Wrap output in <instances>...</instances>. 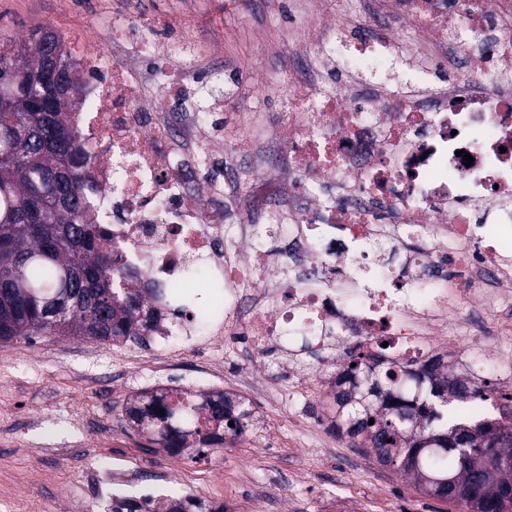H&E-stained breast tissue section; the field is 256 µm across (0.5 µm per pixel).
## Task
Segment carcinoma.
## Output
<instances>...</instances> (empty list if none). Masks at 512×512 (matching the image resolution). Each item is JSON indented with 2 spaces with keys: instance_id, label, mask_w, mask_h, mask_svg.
Segmentation results:
<instances>
[{
  "instance_id": "cac0c4a2",
  "label": "carcinoma",
  "mask_w": 512,
  "mask_h": 512,
  "mask_svg": "<svg viewBox=\"0 0 512 512\" xmlns=\"http://www.w3.org/2000/svg\"><path fill=\"white\" fill-rule=\"evenodd\" d=\"M65 62L76 64L54 30L40 29L18 45L0 44V98L13 111H0V341L58 335L102 344L142 345L158 329L154 310L146 308L135 288H118L124 279L120 259L107 245V232L83 206L93 162L82 134L68 113L79 105L77 78L65 112H31L25 99L27 77L42 69L44 46ZM367 397L369 407L358 399ZM454 401H470L498 409L490 418L477 410L470 419L455 414ZM126 408L132 426L172 455L187 448L233 444L252 425L253 410L245 399L224 392L199 397L186 392L143 393ZM418 416L419 427L402 432L401 414ZM216 424L202 429V417ZM374 423H369V420ZM234 426H229V423ZM331 427L351 447L371 453L383 466H394L414 479L425 493L419 471L456 475L453 504L467 512H512V389L486 382L473 389L448 374L441 355L405 365L382 363L364 352L336 377ZM473 428L464 442L448 439L454 428ZM112 512H215L194 496L160 503L132 498L112 501Z\"/></svg>"
}]
</instances>
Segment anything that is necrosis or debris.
Returning a JSON list of instances; mask_svg holds the SVG:
<instances>
[{
    "mask_svg": "<svg viewBox=\"0 0 512 512\" xmlns=\"http://www.w3.org/2000/svg\"><path fill=\"white\" fill-rule=\"evenodd\" d=\"M294 62L276 124L252 114L224 139L232 93L209 64L219 35L166 16L120 17L69 43L82 94L74 123L95 178L85 201L159 316L166 290L218 280L215 336L258 352L317 337L315 372L340 339L421 360L425 339L465 340L474 321L512 340V0H294ZM447 60L451 83L418 66L375 76L401 54ZM340 69L347 81L328 79ZM472 164H465L464 154ZM288 237L287 251L255 244Z\"/></svg>",
    "mask_w": 512,
    "mask_h": 512,
    "instance_id": "4bbe7bcc",
    "label": "necrosis or debris"
}]
</instances>
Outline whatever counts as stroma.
Instances as JSON below:
<instances>
[{"label":"stroma","instance_id":"stroma-1","mask_svg":"<svg viewBox=\"0 0 512 512\" xmlns=\"http://www.w3.org/2000/svg\"><path fill=\"white\" fill-rule=\"evenodd\" d=\"M0 0V42L28 39L44 27L78 26L97 16L101 31L112 17L181 15L198 31L234 33L217 55L239 94L224 112L232 133L249 113L278 118V76L289 66V47L262 52L271 37L286 38L294 19L289 0L276 14L229 10L228 0ZM192 345L170 339L171 364L163 377L152 372V344L96 345L69 336H35L0 343V512H38L40 502L57 498L62 512H110L108 501H91L80 489L91 468L99 480L110 471L129 473L137 483H158L167 495L186 486L210 498L223 493L229 512H458L452 504L418 490L411 477L351 448L328 421V391L317 374L306 389H267L263 365L272 352L257 355L244 344L211 336L196 322ZM440 352L482 367L492 384L512 387L499 367L500 355L482 337L463 350ZM208 355L224 365L222 376L199 378L195 357ZM235 387L250 401L255 423L244 442L196 458L174 456L130 428L127 401L143 391L172 388L187 392ZM83 416L73 425L72 414Z\"/></svg>","mask_w":512,"mask_h":512}]
</instances>
